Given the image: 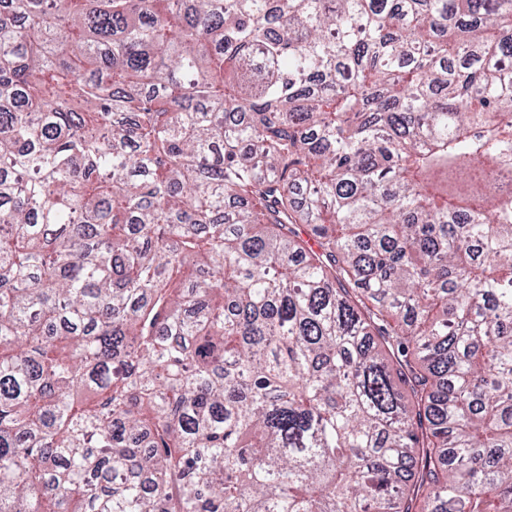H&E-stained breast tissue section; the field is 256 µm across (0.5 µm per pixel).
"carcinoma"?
Masks as SVG:
<instances>
[{"instance_id": "carcinoma-1", "label": "carcinoma", "mask_w": 512, "mask_h": 512, "mask_svg": "<svg viewBox=\"0 0 512 512\" xmlns=\"http://www.w3.org/2000/svg\"><path fill=\"white\" fill-rule=\"evenodd\" d=\"M512 0H0V512H512Z\"/></svg>"}]
</instances>
